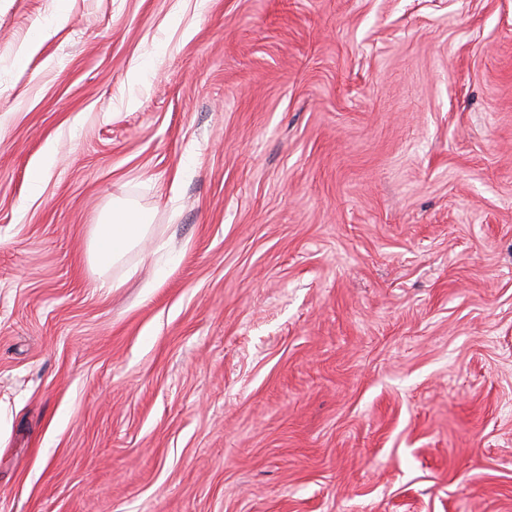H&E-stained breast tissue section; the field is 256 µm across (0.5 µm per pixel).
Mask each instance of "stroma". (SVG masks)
<instances>
[{
    "label": "stroma",
    "mask_w": 512,
    "mask_h": 512,
    "mask_svg": "<svg viewBox=\"0 0 512 512\" xmlns=\"http://www.w3.org/2000/svg\"><path fill=\"white\" fill-rule=\"evenodd\" d=\"M0 512H512V0H0ZM146 217L135 209L118 206L107 219L95 224L93 245L101 266L112 264L128 251L143 235Z\"/></svg>",
    "instance_id": "1"
}]
</instances>
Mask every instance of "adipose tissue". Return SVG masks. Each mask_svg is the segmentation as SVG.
Returning a JSON list of instances; mask_svg holds the SVG:
<instances>
[{
  "instance_id": "obj_1",
  "label": "adipose tissue",
  "mask_w": 512,
  "mask_h": 512,
  "mask_svg": "<svg viewBox=\"0 0 512 512\" xmlns=\"http://www.w3.org/2000/svg\"><path fill=\"white\" fill-rule=\"evenodd\" d=\"M145 216L135 209L120 206L107 219L95 225L93 245L97 262L107 266L119 259L143 235Z\"/></svg>"
}]
</instances>
